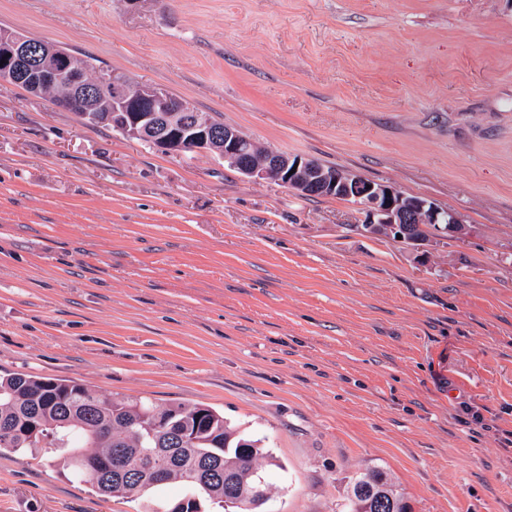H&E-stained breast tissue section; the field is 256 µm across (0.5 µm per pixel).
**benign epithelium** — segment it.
Here are the masks:
<instances>
[{"instance_id": "obj_1", "label": "benign epithelium", "mask_w": 512, "mask_h": 512, "mask_svg": "<svg viewBox=\"0 0 512 512\" xmlns=\"http://www.w3.org/2000/svg\"><path fill=\"white\" fill-rule=\"evenodd\" d=\"M0 84L24 83L35 95L48 85L65 83L84 105V118L109 122L121 133L147 141L156 149L181 156L187 152L211 153L246 177L278 181L303 195L343 196L366 210L365 223L376 230L401 235L410 244V226L453 225L455 236L466 235L461 217L432 201L405 195L384 182L366 179L348 171L327 168L312 158L260 152L237 129L216 127L211 118L175 99L154 85H132L115 73L100 70L96 87L88 88L72 53L61 46L33 50L18 33L0 29Z\"/></svg>"}]
</instances>
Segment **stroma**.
I'll return each mask as SVG.
<instances>
[{"label":"stroma","instance_id":"obj_1","mask_svg":"<svg viewBox=\"0 0 512 512\" xmlns=\"http://www.w3.org/2000/svg\"><path fill=\"white\" fill-rule=\"evenodd\" d=\"M1 28L467 228L368 235L0 85L1 373L223 412L281 462L267 512H338L374 465L413 512H512V0H0ZM150 506L0 451V512Z\"/></svg>","mask_w":512,"mask_h":512}]
</instances>
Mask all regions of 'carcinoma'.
I'll return each mask as SVG.
<instances>
[{"mask_svg":"<svg viewBox=\"0 0 512 512\" xmlns=\"http://www.w3.org/2000/svg\"><path fill=\"white\" fill-rule=\"evenodd\" d=\"M43 94L82 115V105L68 100L66 86L48 87ZM27 420L39 426L34 437L4 434ZM41 441L58 454L62 469L102 496H156L181 484L183 493L156 500L165 512L184 501L194 512L206 503L224 512H261L269 498L263 471L281 467L263 439L230 426L224 413L210 406L161 407L142 398L105 396L74 380L1 374L0 448L19 452ZM166 451L165 476L158 482L143 478L156 468L157 454ZM110 461L116 470L105 479L97 467ZM340 512H411V506L388 472L373 467L350 477Z\"/></svg>","mask_w":512,"mask_h":512,"instance_id":"cac0c4a2","label":"carcinoma"}]
</instances>
